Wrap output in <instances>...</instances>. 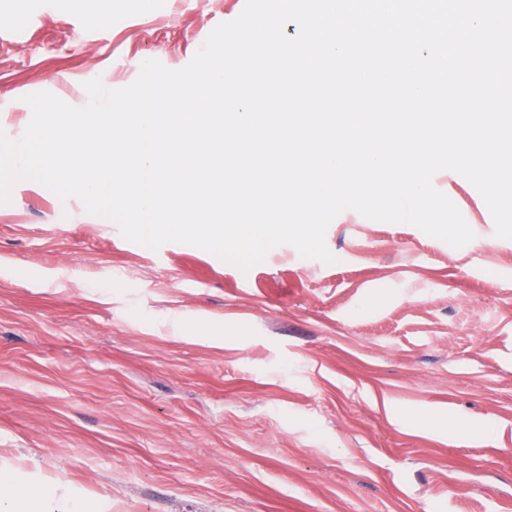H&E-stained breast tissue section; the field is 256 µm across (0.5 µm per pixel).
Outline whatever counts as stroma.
I'll use <instances>...</instances> for the list:
<instances>
[{"mask_svg":"<svg viewBox=\"0 0 512 512\" xmlns=\"http://www.w3.org/2000/svg\"><path fill=\"white\" fill-rule=\"evenodd\" d=\"M244 5L0 0V130L27 127L26 95L81 107L91 79L184 67ZM440 190L475 233L463 247L347 210L335 263L284 244L244 272L16 184L0 471L30 494L64 474L90 512H512V239L461 175Z\"/></svg>","mask_w":512,"mask_h":512,"instance_id":"1","label":"stroma"}]
</instances>
